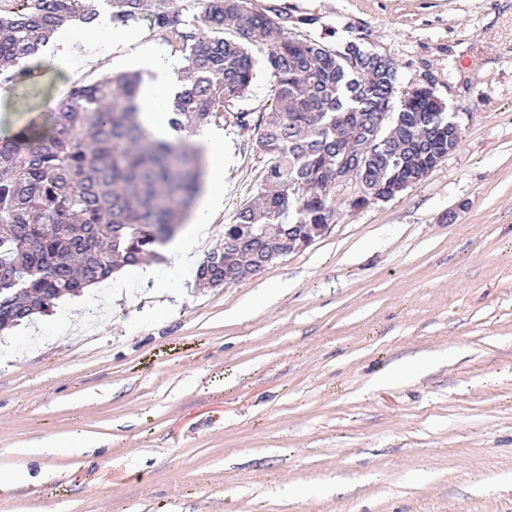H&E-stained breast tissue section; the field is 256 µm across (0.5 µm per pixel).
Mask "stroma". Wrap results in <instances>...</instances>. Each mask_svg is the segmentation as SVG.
Instances as JSON below:
<instances>
[{
	"label": "stroma",
	"mask_w": 512,
	"mask_h": 512,
	"mask_svg": "<svg viewBox=\"0 0 512 512\" xmlns=\"http://www.w3.org/2000/svg\"><path fill=\"white\" fill-rule=\"evenodd\" d=\"M251 3L432 84L462 140L391 200L337 195L325 236L254 276L200 288L190 267L154 308L165 246L0 332V512H512V68L494 51L512 0ZM55 40L27 62L28 97L0 101V131L102 78L88 29ZM463 43L461 73L448 50ZM206 130L229 156L204 252L266 165L254 128ZM76 430L81 453L22 452Z\"/></svg>",
	"instance_id": "1"
}]
</instances>
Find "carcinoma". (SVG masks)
<instances>
[{
	"label": "carcinoma",
	"mask_w": 512,
	"mask_h": 512,
	"mask_svg": "<svg viewBox=\"0 0 512 512\" xmlns=\"http://www.w3.org/2000/svg\"><path fill=\"white\" fill-rule=\"evenodd\" d=\"M0 11V76L31 86L33 58L70 21L89 27L98 0H11ZM115 25L145 19L181 52L186 83L175 93L172 131L216 119L246 127L235 103L256 76L252 50H265L274 105L257 117L255 146L267 158L259 204L241 206L224 233L294 224L312 236L333 222L336 161L364 159L362 193L387 189L445 159L462 133L428 89H402L390 58L373 63L356 41L339 49L290 35L288 18L250 0H202L189 20L176 0H107ZM141 80L120 73L80 86L57 106L0 137V331L56 301L136 266L169 242L200 188L201 153L179 139H157L140 120Z\"/></svg>",
	"instance_id": "cac0c4a2"
}]
</instances>
